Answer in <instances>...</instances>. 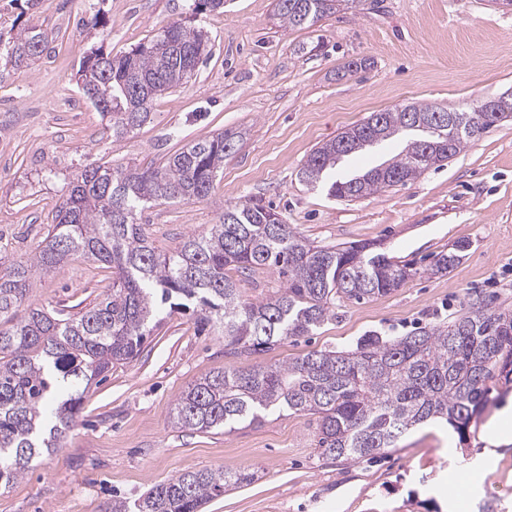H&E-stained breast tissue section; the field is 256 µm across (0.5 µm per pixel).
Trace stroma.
<instances>
[{
	"mask_svg": "<svg viewBox=\"0 0 512 512\" xmlns=\"http://www.w3.org/2000/svg\"><path fill=\"white\" fill-rule=\"evenodd\" d=\"M192 16L210 56L149 120L113 137L82 97L77 70L93 48L130 51L167 21ZM99 17L100 27L88 21ZM42 26L48 53L0 83V258L42 245L70 181L88 166L159 165L192 142L231 130L240 140L205 202L162 203L138 216L160 251L218 223L226 204L258 200L320 246L373 241L413 264L397 290L337 307L311 335L249 357L224 353L218 329L175 310L133 362L114 366L83 394L63 448L0 489V512H104L151 486L204 468L253 473L204 512H457L458 499L512 512V443L493 444L485 421L466 441L444 423L407 434L372 458L333 460L317 449V421L288 411L226 432L182 431L176 398L224 364H279L315 350L342 351L362 336H402L480 301L512 309V121L487 129L417 180L348 201L307 186L312 151L371 113L422 103L469 109L512 93V11L488 0H354L299 29L281 26L275 0H224L190 15L186 0H0V28ZM361 67L348 71L350 62ZM467 242L448 273L424 268ZM111 284L98 263L72 257L39 273L29 300L74 314Z\"/></svg>",
	"mask_w": 512,
	"mask_h": 512,
	"instance_id": "obj_1",
	"label": "stroma"
}]
</instances>
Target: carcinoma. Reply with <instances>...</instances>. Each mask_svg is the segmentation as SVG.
I'll use <instances>...</instances> for the list:
<instances>
[{"mask_svg":"<svg viewBox=\"0 0 512 512\" xmlns=\"http://www.w3.org/2000/svg\"><path fill=\"white\" fill-rule=\"evenodd\" d=\"M224 0H191L189 10L217 12ZM340 8L336 0H278L279 22L309 28ZM36 26L0 29V83L45 51ZM208 33L190 20L168 21L130 51L96 48L80 62L83 96L116 137L141 127L153 102L194 76L210 53ZM409 104L373 112L316 148L299 171L319 183L349 155L406 135L403 150L382 163L334 181L331 193L356 200L406 184L439 167L497 120L481 112H447ZM234 134L220 132L184 146L157 167H88L77 174L31 258L0 265V487L23 478L43 448L60 447L73 427L83 394L65 400L48 428L43 410L62 380L90 385L115 365L134 361L164 306L196 308L197 325L224 334L225 354L249 357L313 333L336 315V305L388 294L412 276L374 244L317 246L296 234L261 202L224 205L219 223L191 234L170 252L149 242L137 212L156 203L203 202L215 189ZM466 245L441 252L426 269L448 272ZM69 256L111 270L112 288L93 306L62 316L27 304L36 275ZM275 271L281 288L246 299L226 275ZM24 313H19V308ZM512 388V310L473 304L449 321L404 336H364L346 351L316 350L291 361L247 369L226 366L187 387L172 409L179 429L209 431L261 421L274 410L317 417L320 454L372 457L414 427L444 420L466 441L473 420ZM246 472L205 468L152 487L133 502L114 499L105 512H202L224 491L253 480Z\"/></svg>","mask_w":512,"mask_h":512,"instance_id":"obj_1","label":"carcinoma"}]
</instances>
